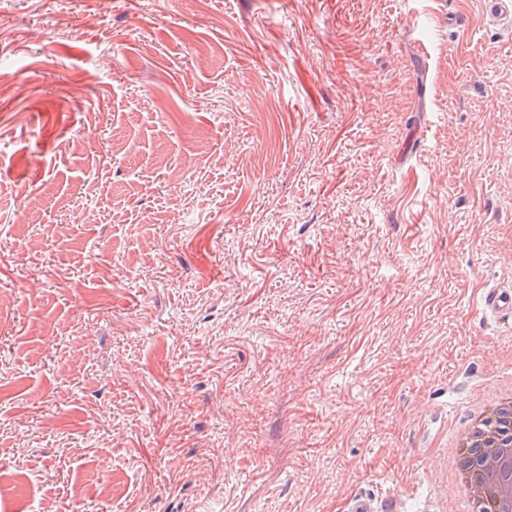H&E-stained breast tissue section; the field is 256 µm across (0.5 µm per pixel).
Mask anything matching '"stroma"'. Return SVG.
I'll return each mask as SVG.
<instances>
[{"label": "stroma", "mask_w": 512, "mask_h": 512, "mask_svg": "<svg viewBox=\"0 0 512 512\" xmlns=\"http://www.w3.org/2000/svg\"><path fill=\"white\" fill-rule=\"evenodd\" d=\"M510 68L485 0H0V512H462Z\"/></svg>", "instance_id": "35a3bbf8"}]
</instances>
